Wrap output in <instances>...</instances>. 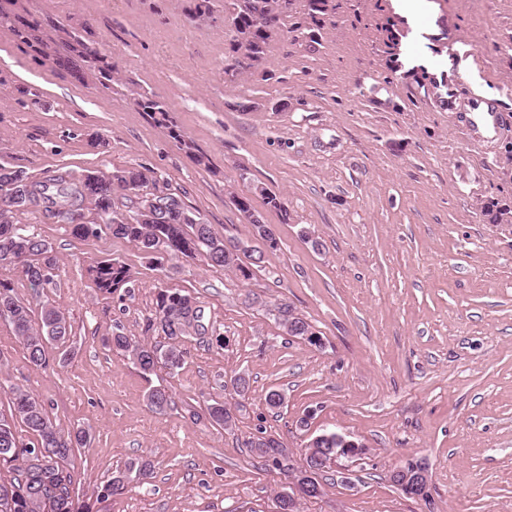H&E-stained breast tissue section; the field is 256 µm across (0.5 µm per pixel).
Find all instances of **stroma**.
<instances>
[{
  "mask_svg": "<svg viewBox=\"0 0 512 512\" xmlns=\"http://www.w3.org/2000/svg\"><path fill=\"white\" fill-rule=\"evenodd\" d=\"M190 2L0 0V164L36 180L146 167L158 189L247 245L254 227L231 197L261 184L288 209L254 199L279 248L243 283L199 257L159 263L112 234L77 238L44 211L17 213L58 264L40 291L14 271L0 279L32 311L47 300L65 312L73 353L52 347L48 366L33 365L0 319V412L19 386L61 430L89 433L70 467L76 498L97 512H273L286 477L245 446L262 430L296 467L326 432L367 447L346 474L328 468L321 497L300 512H512V0H428L413 68L401 60L409 26L396 0H329L316 21L293 0L262 66L232 82L224 0H210L203 20ZM24 21L36 26L30 45L14 32ZM76 37L110 73L63 66ZM478 85L496 94L490 138L466 116ZM143 94L166 104L181 140L142 112ZM105 259L130 268L131 290L94 288L86 270ZM161 288L193 294L218 333L185 337L177 375L145 376L104 339L164 344L145 329ZM247 290L258 305L243 304ZM280 302L323 348L283 332L267 310ZM238 373L250 389L234 398L235 426L196 419L205 401L230 398ZM154 386L173 396L165 412L147 405ZM272 389L285 398L274 411ZM141 456L153 474L98 499ZM409 460L428 463L430 501L390 482Z\"/></svg>",
  "mask_w": 512,
  "mask_h": 512,
  "instance_id": "stroma-1",
  "label": "stroma"
}]
</instances>
